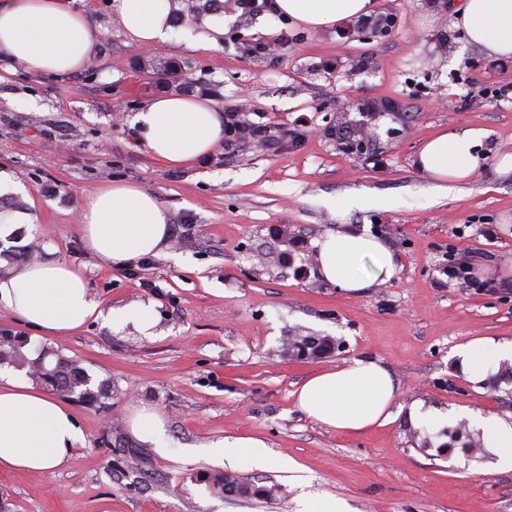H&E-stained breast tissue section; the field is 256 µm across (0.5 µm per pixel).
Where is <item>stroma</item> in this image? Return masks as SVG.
Here are the masks:
<instances>
[{
  "label": "stroma",
  "instance_id": "1",
  "mask_svg": "<svg viewBox=\"0 0 512 512\" xmlns=\"http://www.w3.org/2000/svg\"><path fill=\"white\" fill-rule=\"evenodd\" d=\"M457 0H376L393 14L387 34L301 29L288 16L241 20L232 0H213L224 32L199 49L175 21L171 39L144 49L130 40L111 0H72L102 32L80 72L27 74L0 59V170L23 192L0 210L29 209L36 228L0 248L13 264L61 260L80 268L103 306L154 303V338L89 323L69 336H40L0 306V332L26 344L46 369L75 361L109 385L108 397L68 396L85 435L73 460L43 474L0 473V512H299L309 493L336 496L344 512H512V468L473 451L475 430L443 452L447 429L410 425L416 401L483 414H512V367L484 388L458 376L452 352L481 336L512 339V99L469 96L461 77L486 57L456 35ZM262 42L274 52L252 53ZM211 98L248 119L289 125L306 116L299 147L259 144L186 168L156 161L137 144L133 115L153 96ZM479 130L482 169L438 194L415 165L430 138ZM357 136L341 152L338 133ZM114 181L141 185L171 214L167 254L136 275L89 253L78 232L81 198ZM368 198L343 215L331 201ZM498 224L491 243L483 222ZM386 240L397 259L389 283L351 297L325 283L313 242L337 224ZM464 238H457V229ZM481 253L483 289L444 274L449 246ZM310 276L294 277L296 267ZM325 337L334 350L287 358L286 337ZM380 361L399 386L387 426L346 435L308 417L293 393L312 373L351 358ZM148 406L174 445L163 458L134 438L128 418ZM263 439L275 460L239 467L243 481L276 488L271 498L227 497L224 471L203 454L225 437ZM296 462L283 470L278 456Z\"/></svg>",
  "mask_w": 512,
  "mask_h": 512
}]
</instances>
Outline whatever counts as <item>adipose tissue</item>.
Segmentation results:
<instances>
[{"label": "adipose tissue", "mask_w": 512, "mask_h": 512, "mask_svg": "<svg viewBox=\"0 0 512 512\" xmlns=\"http://www.w3.org/2000/svg\"><path fill=\"white\" fill-rule=\"evenodd\" d=\"M115 11L132 42L148 48L173 32L178 0H114ZM372 0H275L278 13L319 31L336 21L369 13ZM473 43L495 56L512 55V0H462L456 10ZM98 34L91 19L69 0H0V55L34 74L70 75L92 58ZM138 140L169 167H188L211 153L224 138V123L208 98L158 95L133 116ZM474 130L442 133L427 141L417 165L439 183L469 179L482 159ZM79 231L89 249L116 267L164 254L170 213L157 197L132 182H112L87 192L79 207ZM322 280L353 297L390 282L397 268L392 247L350 225L327 231L314 243ZM0 305L28 326L50 336L81 330L90 320L109 327H132L152 337L158 323L152 305L102 308L83 274L65 262L10 264L0 257ZM453 366L468 382L483 385L512 366V340L483 337L459 346ZM398 384L379 361L353 358L310 375L294 393L309 417L337 431L359 434L393 418ZM482 447L512 465V415L470 414ZM132 434L162 456L170 452L163 419L136 409ZM83 431L70 406L36 388L25 375H0V472L44 473L67 465ZM206 454L217 463L264 466L271 453L255 437H227Z\"/></svg>", "instance_id": "obj_1"}]
</instances>
